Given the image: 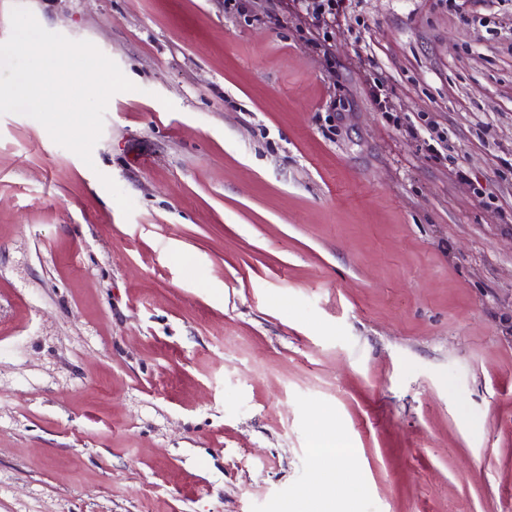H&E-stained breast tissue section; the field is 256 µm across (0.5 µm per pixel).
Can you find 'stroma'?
Listing matches in <instances>:
<instances>
[{"label": "stroma", "instance_id": "1", "mask_svg": "<svg viewBox=\"0 0 512 512\" xmlns=\"http://www.w3.org/2000/svg\"><path fill=\"white\" fill-rule=\"evenodd\" d=\"M17 4L135 88L0 115V512H512V0ZM303 11L316 25L336 22L337 15L343 12L344 0H301ZM312 447L323 462L320 482L328 487L343 485L345 478L335 464L336 460L346 456L351 448L345 446L342 434L339 431L324 434L317 438Z\"/></svg>", "mask_w": 512, "mask_h": 512}]
</instances>
